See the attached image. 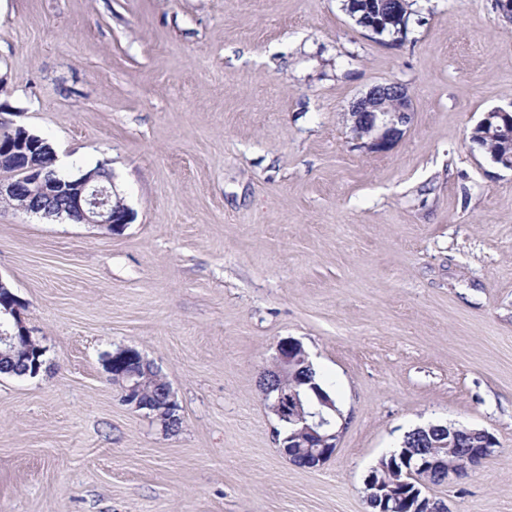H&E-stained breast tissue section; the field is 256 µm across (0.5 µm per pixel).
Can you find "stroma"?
I'll use <instances>...</instances> for the list:
<instances>
[{
    "mask_svg": "<svg viewBox=\"0 0 512 512\" xmlns=\"http://www.w3.org/2000/svg\"><path fill=\"white\" fill-rule=\"evenodd\" d=\"M397 81L389 151L343 114ZM512 109L494 0H414L400 42L343 0H0V117L71 176L102 165L123 231L0 202V280L45 350L0 375V512H369L363 477L427 423L485 429L432 495L512 512V171L471 148ZM299 340L347 419L334 456L280 455L259 377ZM133 346L182 423L126 405Z\"/></svg>",
    "mask_w": 512,
    "mask_h": 512,
    "instance_id": "35a3bbf8",
    "label": "stroma"
}]
</instances>
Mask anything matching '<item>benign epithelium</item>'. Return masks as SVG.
<instances>
[{
  "label": "benign epithelium",
  "mask_w": 512,
  "mask_h": 512,
  "mask_svg": "<svg viewBox=\"0 0 512 512\" xmlns=\"http://www.w3.org/2000/svg\"><path fill=\"white\" fill-rule=\"evenodd\" d=\"M405 0H382L377 11H349L355 24L376 38L381 33L403 30L406 21ZM412 102L407 88L397 81L371 86L353 101L347 112L351 131L361 145L372 152H386L403 137L412 121ZM9 137L0 141V169L5 165L22 174V178L38 185L49 196L66 201L70 219L77 224H94L115 232L131 223L133 213L124 206L110 203L115 185L102 186L90 172L76 180L57 179L47 184L40 181L37 162L43 139L11 120L0 117ZM495 128L505 135L507 149L491 155L492 160L512 170V110L492 109L471 129L469 140L476 142L478 133ZM24 304L0 278V359H11L21 352L31 362L30 377L42 368L43 350L33 345L31 330L22 317ZM103 366L117 384L126 404L147 410L162 418L178 415L179 405L170 386L163 389L165 407L159 411L144 396L149 383L159 374L154 364L137 349L122 347L103 358ZM311 367V359L302 343L292 337L280 340L272 368L262 371L263 392L278 422L287 423L288 433L278 440V450L286 458L294 455L308 459L309 467L324 465L336 452L345 425L341 410L331 398L320 394V406H303L294 391H286L295 373ZM422 437L420 450L404 454L402 464L379 459L364 475L363 485L370 512H449L447 506L428 494V473L442 470L445 481L463 478L469 470L492 457L498 447L496 437L484 429L455 424H431L415 428Z\"/></svg>",
  "instance_id": "7a95c632"
}]
</instances>
